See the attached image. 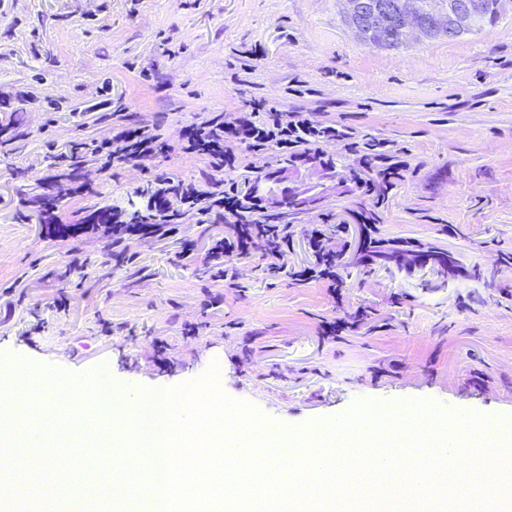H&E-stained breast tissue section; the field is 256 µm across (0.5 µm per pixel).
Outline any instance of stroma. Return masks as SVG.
<instances>
[{"instance_id":"35a3bbf8","label":"stroma","mask_w":512,"mask_h":512,"mask_svg":"<svg viewBox=\"0 0 512 512\" xmlns=\"http://www.w3.org/2000/svg\"><path fill=\"white\" fill-rule=\"evenodd\" d=\"M258 99L390 143L396 186L370 194L341 141L317 171L286 164L319 201L290 216L274 276L259 249L213 260L221 223L189 215L177 235L116 244L92 220L149 178L203 183L210 166L176 149L104 170L89 143L122 121L175 143ZM75 147L81 195L56 161ZM364 211L383 240L453 252L471 278L429 263L294 280L315 261L311 225L355 249ZM0 352L150 388L215 361L226 395L311 436L362 400L512 418V4L479 32L389 50L361 40L344 0H0Z\"/></svg>"}]
</instances>
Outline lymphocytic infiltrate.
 <instances>
[{
	"instance_id": "f902f5d3",
	"label": "lymphocytic infiltrate",
	"mask_w": 512,
	"mask_h": 512,
	"mask_svg": "<svg viewBox=\"0 0 512 512\" xmlns=\"http://www.w3.org/2000/svg\"><path fill=\"white\" fill-rule=\"evenodd\" d=\"M336 139L344 140L348 149L359 153L362 168H378V179L370 183V190H387L399 177L401 165L387 155L383 144L355 140L352 133L322 124L299 112L280 111L262 99L255 102L251 115L230 119L218 115L182 129L181 150L207 157L210 161L213 173L208 185L154 179L145 212L129 214L121 208H113L105 218L107 230L113 241L122 242L137 236L176 233L178 224L189 215L195 216L201 224L220 218L224 220L227 232L217 242L215 253L243 256L262 243L270 258L269 271H277L276 260L292 240L287 225L258 221V213L264 210L258 199L252 202L255 218H245L242 196L234 188L225 187L222 175L236 169L238 153L243 149L256 154L274 150L292 156L300 147ZM170 149L169 141L158 130L126 124L117 126L111 138L93 144L94 153L106 169L131 160L154 159L166 155Z\"/></svg>"
}]
</instances>
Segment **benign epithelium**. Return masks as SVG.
<instances>
[{
	"label": "benign epithelium",
	"instance_id": "obj_1",
	"mask_svg": "<svg viewBox=\"0 0 512 512\" xmlns=\"http://www.w3.org/2000/svg\"><path fill=\"white\" fill-rule=\"evenodd\" d=\"M347 2L349 23L357 33L392 47L405 43L414 32L454 40L469 28L479 9L478 0H456L448 10L428 19L416 15L405 0Z\"/></svg>",
	"mask_w": 512,
	"mask_h": 512
}]
</instances>
